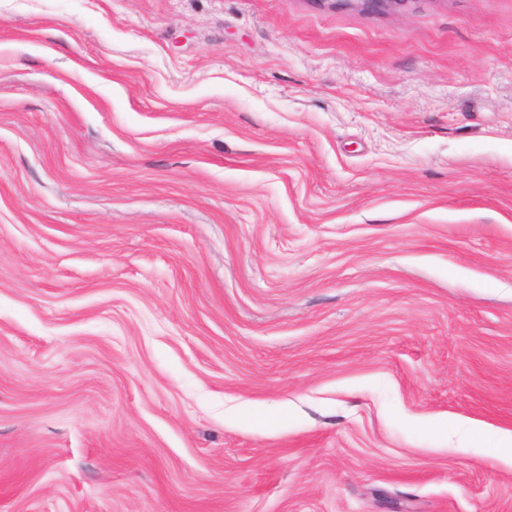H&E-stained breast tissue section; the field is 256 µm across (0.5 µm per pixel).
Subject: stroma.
Returning a JSON list of instances; mask_svg holds the SVG:
<instances>
[{"mask_svg": "<svg viewBox=\"0 0 512 512\" xmlns=\"http://www.w3.org/2000/svg\"><path fill=\"white\" fill-rule=\"evenodd\" d=\"M512 0H0V512H512ZM320 8L345 7L367 14H390L403 10L409 0H311Z\"/></svg>", "mask_w": 512, "mask_h": 512, "instance_id": "obj_1", "label": "stroma"}]
</instances>
